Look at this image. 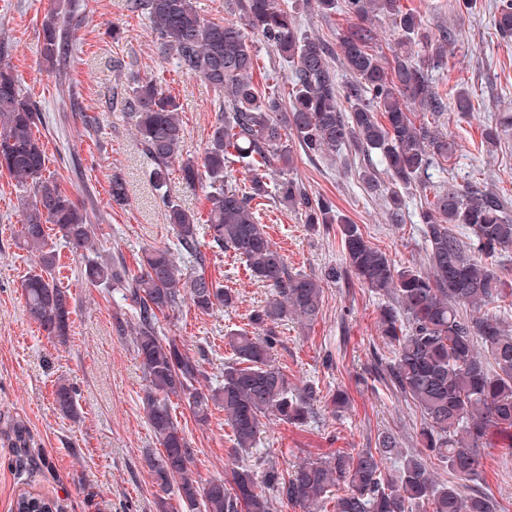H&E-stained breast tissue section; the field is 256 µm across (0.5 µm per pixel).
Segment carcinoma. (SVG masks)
Wrapping results in <instances>:
<instances>
[{"label": "carcinoma", "mask_w": 512, "mask_h": 512, "mask_svg": "<svg viewBox=\"0 0 512 512\" xmlns=\"http://www.w3.org/2000/svg\"><path fill=\"white\" fill-rule=\"evenodd\" d=\"M315 5L325 17L341 6L356 20L334 50L303 35L296 17L275 0H238L242 27L205 19L194 0H129V10L153 24L162 53L214 89L219 112L201 158L195 159L183 155L179 105L155 79L134 77L108 98V109L119 107L134 127L176 239L172 248L143 250L135 273L123 259L100 258L87 211L47 174L46 153L34 134L39 107L21 93L11 66L0 61V170L30 193L20 230L37 267L22 285L27 315L49 336L68 335L70 295L54 279L58 253L49 243L52 230L75 253L95 254L84 266L91 285L119 290L121 300L133 303L130 332L146 380L140 401L161 446L148 459L162 492L158 512H169L166 495L174 485L179 512H273L277 501L301 512H496L480 479V459L492 443L512 456V329L501 317L512 311V281L497 272L498 260L512 252V209L482 182L442 187L421 211L426 264L400 266L371 245L359 225L340 217L330 200L309 196L293 177V140L310 158L347 148L363 155L368 165L359 178L373 195L386 198L391 224L404 222L402 191L427 188L429 170L461 150L454 136L414 119L416 107L433 114L448 110L428 74L431 61L447 57L448 35L432 37L420 18L402 9L401 0H315ZM380 16L397 32L389 58L373 49L371 22ZM71 20L69 11L57 7L42 23L40 54L54 68L71 56ZM494 26L512 38V0H498ZM251 33L291 64L288 97L253 82ZM335 55L350 75L342 84L331 66ZM511 129L512 114L498 116L483 128L482 147L493 153ZM231 155L247 168L244 189L226 179ZM375 155L390 181L381 179ZM175 165L185 185L205 188L206 223L198 224L195 213L168 195ZM270 195L304 209L307 224L339 225L345 265L329 268L325 277L339 280L349 271L370 293L391 299L378 321L391 349L384 379L420 410L418 451L399 448L388 431L378 435L374 448L355 455L338 451L285 469L255 451L262 418L303 425L316 418L323 399L312 385L292 384L274 360L277 324L314 323L323 286L320 278L289 269L256 218L254 201ZM111 197L118 206L128 202L120 173L112 174ZM202 234L211 247L234 251L250 275L271 288L266 304L250 313L248 327L224 334L231 357L224 362L223 384L206 390L199 386L204 377L199 360L161 331V319L186 303L205 315L236 303L233 291L206 274ZM184 255L193 265L183 264ZM492 304L494 312L487 310ZM54 400L63 414H75L72 387L58 384ZM176 400L186 403L200 424L208 422L212 407L224 410L233 441L230 481L201 482L193 475L190 444L174 415ZM390 463L395 470L388 469ZM440 465L448 471L445 481L431 471ZM14 512H57V505L24 491Z\"/></svg>", "instance_id": "1"}]
</instances>
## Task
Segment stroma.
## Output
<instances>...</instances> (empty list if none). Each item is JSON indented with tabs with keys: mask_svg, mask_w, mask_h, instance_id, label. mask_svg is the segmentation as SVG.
Instances as JSON below:
<instances>
[{
	"mask_svg": "<svg viewBox=\"0 0 512 512\" xmlns=\"http://www.w3.org/2000/svg\"><path fill=\"white\" fill-rule=\"evenodd\" d=\"M279 2L296 16L303 34L331 45L353 23L343 9L320 15L312 0ZM50 4L0 0V42L9 47L22 92L41 110L37 135L48 170L88 211L98 249L131 266L144 247L171 245L174 233L157 203L150 165L131 124L123 113L104 109L116 83L114 63L157 79L176 99L185 132L183 153L190 157L203 151L218 115L217 96L161 52L150 22L131 13L128 0H74L73 51L65 72L57 73L40 57L39 33ZM402 4L430 34H453L447 59L429 75L441 95L462 89L474 104L468 115L448 111L438 118L439 130L455 136L462 149L431 170V185L480 180L512 199V131L498 153L486 154L481 147L483 127L499 113H512V39L502 38L494 27L497 0H479L472 10L458 0ZM253 50L254 82L287 93L291 66L261 39H254ZM89 116L96 128L86 126ZM295 165L308 192L331 198L339 215L358 224L370 243L399 264H423L419 213L425 192H403L405 219L390 224L385 198L372 195L358 177L365 166L361 155L344 150L310 159L299 151ZM117 171L128 183L129 201L123 207L113 205L109 193ZM23 195L14 177L0 172V512H12L25 491L52 498L61 512H156L157 487L146 457L160 446L140 404L144 372L128 333L134 308L90 285L81 274L83 260L65 248L55 276L71 296L68 336L48 337L28 318L22 282L34 264L19 243ZM258 210L292 270L319 276L342 263L337 225L310 229L301 211L271 199L259 200ZM205 253L208 274L237 294V304L210 315L186 305L161 326L200 360L211 385L230 355L225 331L244 326L270 290L250 277L234 252L209 247ZM382 303L350 274L325 282L322 311L313 324L279 323L275 362L289 379L300 387L318 386L324 394L340 389L349 397L343 412L319 410L306 425L266 421L259 449L280 467L337 450L375 447L378 434L387 430L403 450L417 448L420 413L375 373L389 356L378 332ZM61 379L76 390V416H63L56 408L55 385ZM174 414L194 450L195 476L202 481L229 477L231 429L223 410L213 409L204 424L194 420L185 403H178ZM480 470L502 512H512V457L497 446L485 448Z\"/></svg>",
	"mask_w": 512,
	"mask_h": 512,
	"instance_id": "stroma-1",
	"label": "stroma"
}]
</instances>
